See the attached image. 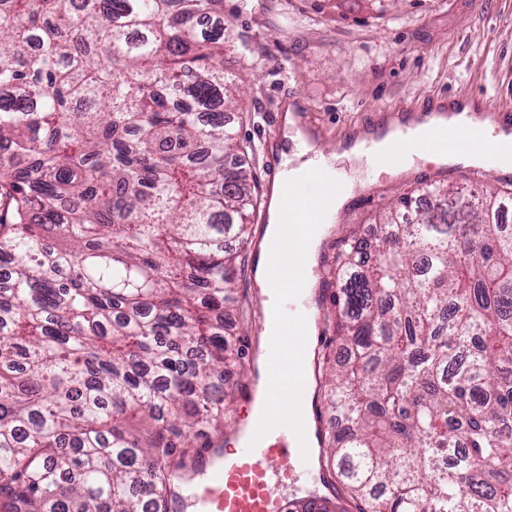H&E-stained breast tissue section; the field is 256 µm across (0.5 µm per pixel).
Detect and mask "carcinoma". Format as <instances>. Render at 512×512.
<instances>
[{
  "label": "carcinoma",
  "mask_w": 512,
  "mask_h": 512,
  "mask_svg": "<svg viewBox=\"0 0 512 512\" xmlns=\"http://www.w3.org/2000/svg\"><path fill=\"white\" fill-rule=\"evenodd\" d=\"M225 30L224 0H0V512H169L224 433L254 213ZM511 205L426 184L343 236L326 458L358 512H512Z\"/></svg>",
  "instance_id": "carcinoma-1"
}]
</instances>
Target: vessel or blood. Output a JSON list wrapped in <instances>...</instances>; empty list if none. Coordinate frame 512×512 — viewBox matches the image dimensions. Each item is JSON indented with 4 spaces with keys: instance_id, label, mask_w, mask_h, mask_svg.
I'll return each mask as SVG.
<instances>
[{
    "instance_id": "vessel-or-blood-1",
    "label": "vessel or blood",
    "mask_w": 512,
    "mask_h": 512,
    "mask_svg": "<svg viewBox=\"0 0 512 512\" xmlns=\"http://www.w3.org/2000/svg\"><path fill=\"white\" fill-rule=\"evenodd\" d=\"M408 127L403 120L390 126L391 160L425 148L442 152L451 146H467L477 132L471 120L450 128L439 126L424 145L410 136ZM263 168L268 189L283 188L280 158L265 152ZM303 421L313 424L314 429L301 442L287 427L270 434L238 420L228 434L237 444L234 457H226L223 448L213 443L186 461L176 479L177 508L191 506L195 512H333L341 494L317 448L319 438L328 429L327 412L320 402H313L304 409ZM304 443L309 446L305 455L300 452ZM301 476L309 477L310 487L288 491V483Z\"/></svg>"
}]
</instances>
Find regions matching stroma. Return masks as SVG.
Returning <instances> with one entry per match:
<instances>
[{
  "label": "stroma",
  "instance_id": "obj_1",
  "mask_svg": "<svg viewBox=\"0 0 512 512\" xmlns=\"http://www.w3.org/2000/svg\"><path fill=\"white\" fill-rule=\"evenodd\" d=\"M231 48L224 71L244 97L228 119L265 202L262 151L282 100L300 101L338 177L356 182L316 259L330 261L343 228L371 224L384 204L427 181L503 187L506 175L424 160L389 174L343 157L358 133L427 96L512 105V0H224Z\"/></svg>",
  "mask_w": 512,
  "mask_h": 512
}]
</instances>
